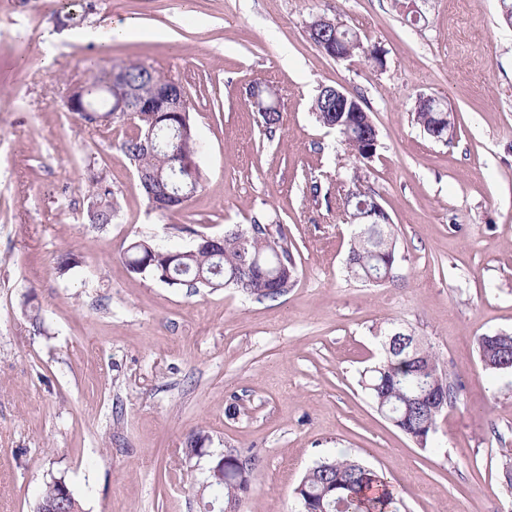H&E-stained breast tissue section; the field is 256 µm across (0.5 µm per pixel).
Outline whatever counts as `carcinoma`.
Here are the masks:
<instances>
[{
  "label": "carcinoma",
  "instance_id": "carcinoma-1",
  "mask_svg": "<svg viewBox=\"0 0 512 512\" xmlns=\"http://www.w3.org/2000/svg\"><path fill=\"white\" fill-rule=\"evenodd\" d=\"M267 111L256 109L266 131L280 123L279 104L268 86L257 84ZM90 109H110L133 120L135 131L121 143V150L145 179L140 186L152 209L165 212L180 208L174 197L179 190L194 195L201 187L197 164L189 163L199 153V143L190 120L188 95L176 82L138 62L111 67L96 77L90 89L76 95ZM315 119L322 126L336 124L324 91L313 101ZM154 127L158 147L142 145L139 130ZM365 130L357 127L341 142L358 158L367 159ZM95 202L88 210L91 224L104 226L118 215L116 192L102 177L91 180ZM372 193L363 189L358 173L348 180L338 205L346 223L355 226L357 237L349 251L352 276L367 280L368 274L388 281L396 277L397 238L390 224H377V217L362 208ZM125 258L130 272L155 278L171 287L239 289L258 300H275L288 292L297 278V265L288 238L279 224L255 217L245 227L224 231L217 242L198 236L194 246L170 250L140 239L129 244ZM382 355L370 369L366 390L377 410L385 415L419 448L433 447L437 422L443 409L459 401L460 386L441 366L436 353L416 337L400 345L392 329L380 332ZM478 354L491 374L508 371L512 362V334H485L478 338ZM253 472L242 475L234 468L224 473V484L215 489L224 504L238 507L251 489ZM300 512L307 506L327 512H401V501L385 475L357 460L326 457L307 470L298 485Z\"/></svg>",
  "mask_w": 512,
  "mask_h": 512
}]
</instances>
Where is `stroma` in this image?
Instances as JSON below:
<instances>
[{"instance_id":"stroma-1","label":"stroma","mask_w":512,"mask_h":512,"mask_svg":"<svg viewBox=\"0 0 512 512\" xmlns=\"http://www.w3.org/2000/svg\"><path fill=\"white\" fill-rule=\"evenodd\" d=\"M56 28L43 0H0V512H33L64 479L81 512H198L213 462L257 459L240 512H298L295 489L345 454L390 478L402 512H512V372L489 376L479 336L512 333V26L500 0H91ZM325 16L384 58L337 60L308 37ZM137 23L101 48L89 27ZM137 60L181 82L202 145L201 188L152 210L120 149L132 124L87 125L71 90ZM277 89L266 134L248 88ZM333 86L379 131L356 159L312 103ZM453 109L450 143L414 123L420 95ZM359 173L388 213L400 260L382 285L347 269L336 183ZM117 193L89 223L93 175ZM280 222L298 267L275 300L192 292L131 273L148 239L185 248L253 217ZM76 266L60 270L62 255ZM40 310L33 330L28 307ZM399 326L461 383L433 451L388 422L361 383L378 332ZM204 431L203 455L186 438Z\"/></svg>"}]
</instances>
